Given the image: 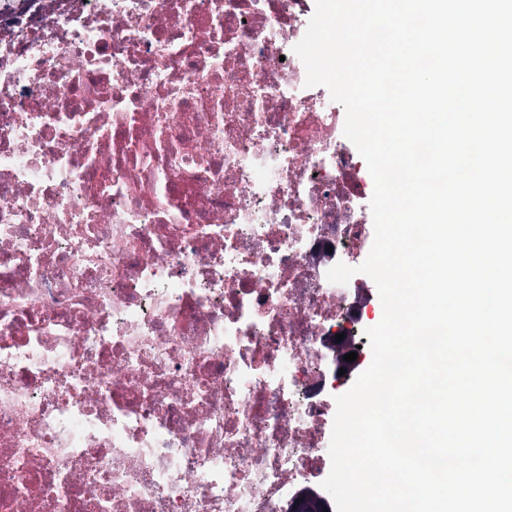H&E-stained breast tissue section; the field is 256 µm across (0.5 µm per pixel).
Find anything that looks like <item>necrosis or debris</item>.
<instances>
[{"instance_id":"4bbe7bcc","label":"necrosis or debris","mask_w":512,"mask_h":512,"mask_svg":"<svg viewBox=\"0 0 512 512\" xmlns=\"http://www.w3.org/2000/svg\"><path fill=\"white\" fill-rule=\"evenodd\" d=\"M309 0H0V512H289L367 234Z\"/></svg>"}]
</instances>
